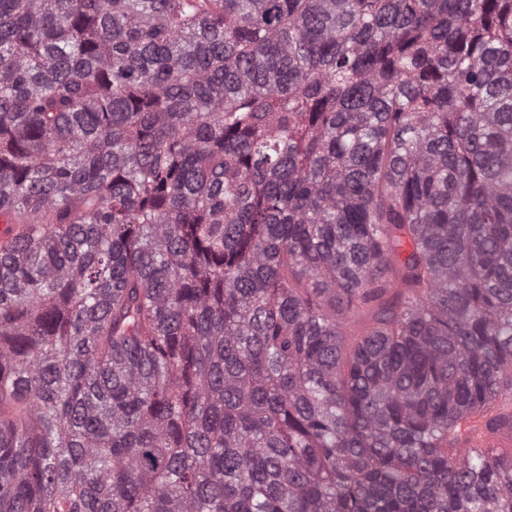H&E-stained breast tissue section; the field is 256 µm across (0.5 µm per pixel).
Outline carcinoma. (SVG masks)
<instances>
[{
  "mask_svg": "<svg viewBox=\"0 0 512 512\" xmlns=\"http://www.w3.org/2000/svg\"><path fill=\"white\" fill-rule=\"evenodd\" d=\"M0 512H512V0H0Z\"/></svg>",
  "mask_w": 512,
  "mask_h": 512,
  "instance_id": "obj_1",
  "label": "carcinoma"
}]
</instances>
